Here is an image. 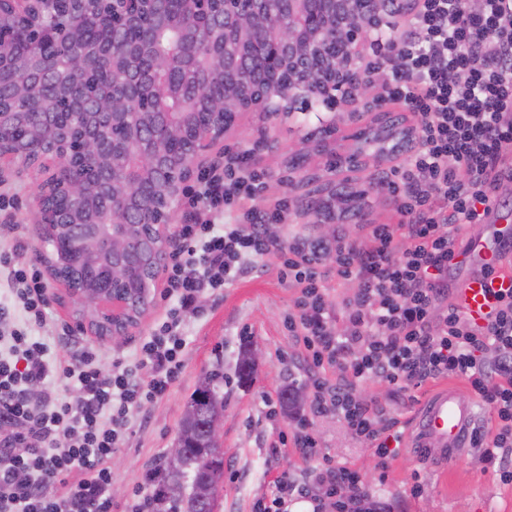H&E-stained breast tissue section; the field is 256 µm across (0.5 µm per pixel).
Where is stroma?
Wrapping results in <instances>:
<instances>
[{"label":"stroma","mask_w":512,"mask_h":512,"mask_svg":"<svg viewBox=\"0 0 512 512\" xmlns=\"http://www.w3.org/2000/svg\"><path fill=\"white\" fill-rule=\"evenodd\" d=\"M402 104L365 101L339 105L336 130L315 134L314 116L295 115L267 126L260 113H242L224 137L225 150L248 149L256 167L268 174L261 199L269 205L287 199L290 215L278 225L277 236L288 242L295 236L325 240L336 227L363 239V225L395 221L390 195L372 189V181L385 175L388 164L371 161L359 172L336 178L329 165L337 155L357 148L360 130L382 115H405ZM44 178L36 168L12 164L0 180V194L13 197L12 209L0 211V241H21L14 256L19 264H39L50 248L34 221L33 206ZM295 291L281 281L275 268L256 269L221 290L208 294L201 316L187 320V353L179 381L149 412L147 419H131L124 447L111 460L116 490L112 512H129L132 497L146 471L164 457L180 430L185 405L204 375L224 370V486L219 491L220 512H256L257 502H271L276 479L282 473L298 481L308 479L311 467L324 459L339 460L359 471L375 496L398 503L401 512H512V484H502L496 466L478 452L460 460L431 467L415 460L412 449H402L387 470L375 468L370 449L357 444L334 416L318 418L314 455H303L293 444L279 446L280 435L293 428L283 417L280 395L289 386H301L302 358L288 335L285 318ZM261 348L264 357L250 382L239 383L236 366L245 344ZM431 380L421 387L391 397L378 382L363 386L364 395L386 402L408 420L427 393L438 388ZM419 495H412L414 485Z\"/></svg>","instance_id":"1"}]
</instances>
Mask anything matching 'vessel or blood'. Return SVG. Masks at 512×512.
<instances>
[{
	"label": "vessel or blood",
	"mask_w": 512,
	"mask_h": 512,
	"mask_svg": "<svg viewBox=\"0 0 512 512\" xmlns=\"http://www.w3.org/2000/svg\"><path fill=\"white\" fill-rule=\"evenodd\" d=\"M512 212L492 206L488 221L472 234L464 253L454 261L450 273L453 299L474 322L484 323L496 307L495 295L512 291V273L500 270L494 278L481 274L483 266L512 245V232L503 227ZM478 418L473 401L454 387L433 392L418 408L410 429V443L417 454L445 464L464 457L471 449V437Z\"/></svg>",
	"instance_id": "1"
}]
</instances>
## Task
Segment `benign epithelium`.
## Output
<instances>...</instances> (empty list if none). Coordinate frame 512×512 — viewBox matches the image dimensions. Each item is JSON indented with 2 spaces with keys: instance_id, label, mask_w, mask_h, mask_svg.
<instances>
[{
  "instance_id": "obj_1",
  "label": "benign epithelium",
  "mask_w": 512,
  "mask_h": 512,
  "mask_svg": "<svg viewBox=\"0 0 512 512\" xmlns=\"http://www.w3.org/2000/svg\"><path fill=\"white\" fill-rule=\"evenodd\" d=\"M112 16L126 26L142 25L130 3L110 0ZM388 0H251L245 14L239 0H173L171 12L155 13L153 27L120 47L105 45L47 57L46 36L66 45L45 21L44 0H0V29L10 30L25 56L0 48V85H21L18 97L0 99V162L19 161L48 173L34 206L46 236L74 227L73 246L104 276L80 287L62 266L61 254L45 258L52 280L64 288L84 334L121 341L152 302L151 288L164 274L174 243V217L187 181L204 166L243 112L281 115L314 112L323 131L334 130L321 108L378 98L379 88L363 79L367 50L387 59L395 54L370 31L399 26L402 15L384 8ZM178 20L182 42L173 54L189 60L196 73L224 62V103L198 121L196 112H163L181 90L168 81V60L157 62L159 30ZM107 69L105 93L132 112H94L83 96L71 97L76 125L59 126L41 77L52 75L58 89L73 78Z\"/></svg>"
}]
</instances>
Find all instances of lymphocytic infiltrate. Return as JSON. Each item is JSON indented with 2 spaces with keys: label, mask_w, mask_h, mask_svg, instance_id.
I'll return each mask as SVG.
<instances>
[{
  "label": "lymphocytic infiltrate",
  "mask_w": 512,
  "mask_h": 512,
  "mask_svg": "<svg viewBox=\"0 0 512 512\" xmlns=\"http://www.w3.org/2000/svg\"><path fill=\"white\" fill-rule=\"evenodd\" d=\"M392 39L380 99L403 103L419 120L388 182L397 221L369 225L366 244L340 232L322 247L297 236L280 243L267 227L284 223L287 201L258 208L264 174L251 151L230 154L185 193L192 211L229 223L178 225L164 313L133 359L108 367L78 337L41 336L50 313L41 275L14 264L16 246L0 248V281L21 313L20 326L0 331V512H112L110 461L130 419L147 416L177 382L185 323L202 297L251 263L275 266L296 293L287 325L312 391L308 411L292 417L295 447L314 454V420L333 414L387 469L400 453V421L363 397L362 385L377 379L399 393L460 376L496 418L471 443L512 483V293L500 295L481 326L448 299L464 229L481 223L491 193L512 182V0H418ZM327 251L337 276L357 284L339 307L321 269ZM61 381L77 387L76 397L59 391ZM311 478L324 490L313 512H350L362 502L368 512H393L344 463L325 461Z\"/></svg>",
  "instance_id": "1"
}]
</instances>
